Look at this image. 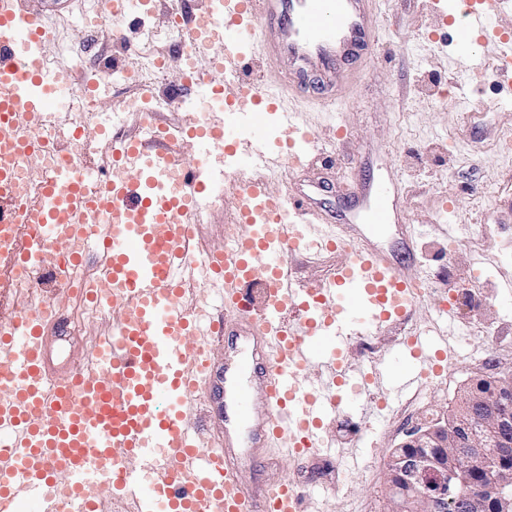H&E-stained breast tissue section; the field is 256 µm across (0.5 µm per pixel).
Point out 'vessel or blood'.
<instances>
[{"mask_svg":"<svg viewBox=\"0 0 512 512\" xmlns=\"http://www.w3.org/2000/svg\"><path fill=\"white\" fill-rule=\"evenodd\" d=\"M161 0H105L104 17L120 27L134 15L157 17ZM451 22L459 57L480 68L483 49L499 48L496 75L512 77V37L494 23L512 0H432ZM47 19L27 0H0V512H111L87 491L96 470L125 501L128 512H304L305 493L274 480L250 488L246 465L270 439L304 460L329 451L325 424L337 417L373 418L368 408L343 405L344 385L374 384L385 400L419 390L428 372H441L454 340L414 332L381 365L349 364L347 346L382 327L409 320L418 298L415 280L387 252L348 235L296 194L271 189L278 163L301 168L323 147L280 91L242 76L255 50L288 68V86L309 74L320 102L336 95V65L371 59L379 48L372 0H202L183 35L205 45L218 41L217 64L195 70L201 112L169 128L160 121L141 134L99 132L98 147L111 175L88 190L85 167L74 165L82 128L60 127L52 144L62 169L42 174L34 139L76 87L68 70L48 71ZM223 100L224 115L209 107ZM224 150L227 170L186 169L184 143ZM41 188L28 202L35 235L19 241L16 190L19 157ZM240 170L251 171L246 180ZM232 190V243L204 249L189 230L201 223L216 184ZM389 189L366 197L364 221L392 219ZM99 245L103 275L92 296L112 306V321L96 353L58 375L54 352L72 341L56 302L67 280H18L13 270L57 261L62 246L82 263L88 240ZM343 250L344 263L328 276L301 283L285 254ZM211 267L225 306L237 312L206 315L201 298L187 294L199 267ZM247 285L263 291L252 311ZM197 335L194 353L185 341ZM231 338L224 356L222 446L207 421L193 418L202 384L216 367L214 341ZM319 367L318 380L308 378Z\"/></svg>","mask_w":512,"mask_h":512,"instance_id":"1","label":"vessel or blood"}]
</instances>
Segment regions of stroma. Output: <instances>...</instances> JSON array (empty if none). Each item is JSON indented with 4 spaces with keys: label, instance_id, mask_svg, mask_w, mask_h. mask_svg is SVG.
<instances>
[{
    "label": "stroma",
    "instance_id": "obj_1",
    "mask_svg": "<svg viewBox=\"0 0 512 512\" xmlns=\"http://www.w3.org/2000/svg\"><path fill=\"white\" fill-rule=\"evenodd\" d=\"M430 4L373 0L381 47L368 64L341 69L332 108L320 106L308 87L295 89L289 99L290 107L305 113L310 133L333 144L348 163L338 170L322 155L305 170L273 177V185L313 193L329 219L352 229L351 190L394 180L402 223L368 226L364 233L424 281L427 292L415 311L419 329L445 324L459 338L447 371L393 402L368 432L341 418L331 421L335 454L299 461L273 449L262 464L246 467V482L279 479L302 486L306 512H389L384 481L391 449L407 431L451 410L470 380L512 364V297L501 288L512 274V148L498 147L512 137V83L496 77L491 55L481 71L455 73L448 28ZM103 9L102 0H65L53 21L63 51L51 53L52 63L79 78L99 64L127 66L123 46L107 33L82 28L81 14ZM337 120L346 139L335 137ZM233 210L232 196L213 201L199 226L202 244L224 248V225ZM408 224L427 227L411 259L401 246ZM478 263L485 268L479 279L473 276ZM446 304L452 317L444 322L439 312Z\"/></svg>",
    "mask_w": 512,
    "mask_h": 512
}]
</instances>
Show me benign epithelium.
I'll return each mask as SVG.
<instances>
[{
  "label": "benign epithelium",
  "instance_id": "obj_1",
  "mask_svg": "<svg viewBox=\"0 0 512 512\" xmlns=\"http://www.w3.org/2000/svg\"><path fill=\"white\" fill-rule=\"evenodd\" d=\"M214 389L217 420H224V361ZM453 414L406 434L389 454L385 490L390 512H512V366L490 380L466 384ZM469 464L496 472L492 497L470 481Z\"/></svg>",
  "mask_w": 512,
  "mask_h": 512
}]
</instances>
